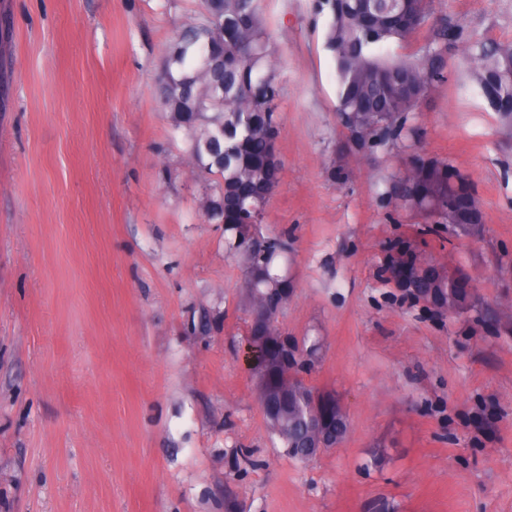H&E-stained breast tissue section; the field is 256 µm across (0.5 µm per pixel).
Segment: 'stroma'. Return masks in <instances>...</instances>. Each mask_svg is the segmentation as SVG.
Listing matches in <instances>:
<instances>
[{"instance_id":"35a3bbf8","label":"stroma","mask_w":512,"mask_h":512,"mask_svg":"<svg viewBox=\"0 0 512 512\" xmlns=\"http://www.w3.org/2000/svg\"><path fill=\"white\" fill-rule=\"evenodd\" d=\"M434 5L512 38V0ZM195 7L0 0V512H512V326L437 317L379 276L408 236L452 255L485 306L512 295V131L449 66L420 146L470 178L484 222H399L379 193L402 159L346 148L323 19L264 0L283 167L259 229L288 236L281 323L320 338L305 380L349 421L298 462L266 432L241 272L155 96ZM201 307L220 320L192 324Z\"/></svg>"}]
</instances>
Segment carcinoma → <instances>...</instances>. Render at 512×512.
I'll list each match as a JSON object with an SVG mask.
<instances>
[{"mask_svg":"<svg viewBox=\"0 0 512 512\" xmlns=\"http://www.w3.org/2000/svg\"><path fill=\"white\" fill-rule=\"evenodd\" d=\"M316 17L325 18L324 49L336 75V120L349 149L364 157L394 151L408 153L428 186L396 190L383 187L385 207L415 224H438L448 199L471 187L446 159L418 152L421 103L448 74V48L461 54L465 81L506 130L512 128V40L471 30L461 19L436 11L434 0H311ZM364 14L375 17L366 31ZM405 16L408 25L397 19ZM276 43L267 30L261 0H198L194 13L175 25L165 44L156 76L158 101L171 140L191 163L199 184L197 211L209 224L223 221L224 200L239 197L248 183H261L267 195L241 200L248 215L263 212L275 194L281 162L259 166L253 151L265 144L266 127L279 121L281 96ZM224 248L241 270L239 297L275 288L288 276V239L263 236L250 224L224 225ZM403 291L412 303L448 292V282L433 293ZM273 442L295 459L305 457L308 417L301 405L280 426L264 420Z\"/></svg>","mask_w":512,"mask_h":512,"instance_id":"carcinoma-1","label":"carcinoma"}]
</instances>
